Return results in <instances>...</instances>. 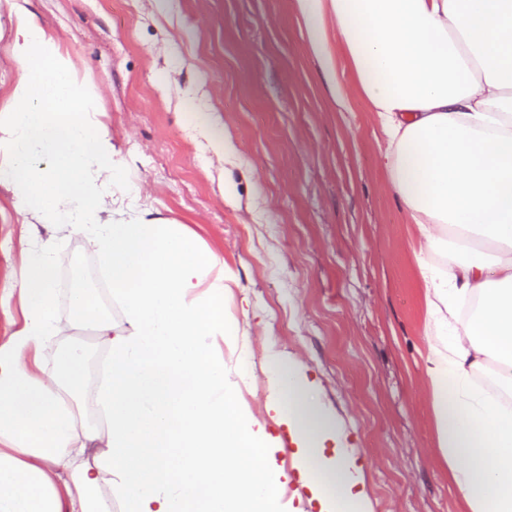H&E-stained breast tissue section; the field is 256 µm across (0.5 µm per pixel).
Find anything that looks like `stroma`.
I'll use <instances>...</instances> for the list:
<instances>
[{
	"label": "stroma",
	"instance_id": "1",
	"mask_svg": "<svg viewBox=\"0 0 512 512\" xmlns=\"http://www.w3.org/2000/svg\"><path fill=\"white\" fill-rule=\"evenodd\" d=\"M98 86L101 119L143 202L196 233L235 279L249 328L244 397L265 413L263 339L297 355L341 420L372 512H466L436 443L423 371L419 238L379 163L360 96L337 111L293 0H19ZM240 150L218 159L211 141ZM38 240L93 266L77 235ZM20 227L0 222V284L19 281Z\"/></svg>",
	"mask_w": 512,
	"mask_h": 512
}]
</instances>
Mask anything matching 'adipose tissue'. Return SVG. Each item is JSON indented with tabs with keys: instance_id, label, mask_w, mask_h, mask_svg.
<instances>
[{
	"instance_id": "1",
	"label": "adipose tissue",
	"mask_w": 512,
	"mask_h": 512,
	"mask_svg": "<svg viewBox=\"0 0 512 512\" xmlns=\"http://www.w3.org/2000/svg\"><path fill=\"white\" fill-rule=\"evenodd\" d=\"M20 68L0 108V185L24 238L41 224L96 256L109 310L72 289L70 324L103 358L58 346V252L30 244L0 314V512H296L278 442L241 392L248 333L228 336L234 279L186 225L127 185L58 38L16 0ZM339 111L359 90L391 190L417 227L424 374L438 450L468 512H512V0H295ZM352 66L345 79L337 63ZM266 410L286 426L319 512H372L362 469L305 365L267 343ZM491 384H476L478 374Z\"/></svg>"
}]
</instances>
